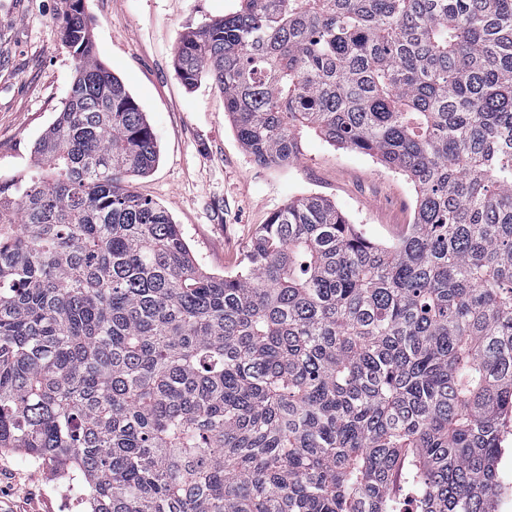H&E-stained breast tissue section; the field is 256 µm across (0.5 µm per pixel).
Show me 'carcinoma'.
Instances as JSON below:
<instances>
[{"label": "carcinoma", "instance_id": "obj_1", "mask_svg": "<svg viewBox=\"0 0 512 512\" xmlns=\"http://www.w3.org/2000/svg\"><path fill=\"white\" fill-rule=\"evenodd\" d=\"M182 35L254 161L299 135L414 184L375 242L318 196L274 211L242 268L197 264L134 191L155 134L99 60L76 67L0 181V448L49 460L89 512H494L512 417V0H239Z\"/></svg>", "mask_w": 512, "mask_h": 512}]
</instances>
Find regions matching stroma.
Masks as SVG:
<instances>
[{"instance_id": "1", "label": "stroma", "mask_w": 512, "mask_h": 512, "mask_svg": "<svg viewBox=\"0 0 512 512\" xmlns=\"http://www.w3.org/2000/svg\"><path fill=\"white\" fill-rule=\"evenodd\" d=\"M237 0H85L100 60L151 125L159 161L133 181L180 224L199 265L236 272L261 224L291 199L321 196L374 241L399 239L414 218L416 191L370 155L307 134L286 166H261L241 148L209 81L187 88L175 67L179 38L233 12ZM62 0H0V179L31 176L34 142L53 124L75 61L53 20ZM0 512H84L50 462L0 450Z\"/></svg>"}]
</instances>
